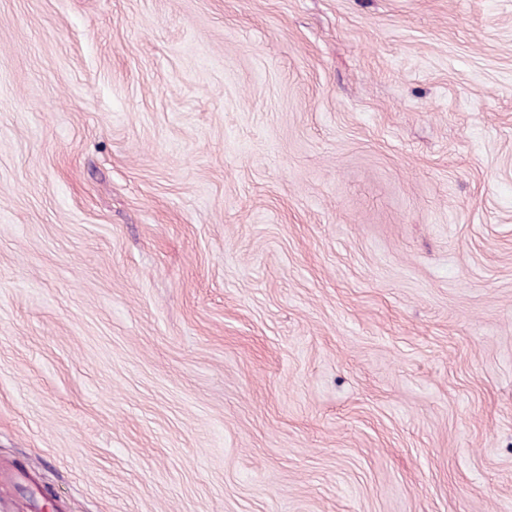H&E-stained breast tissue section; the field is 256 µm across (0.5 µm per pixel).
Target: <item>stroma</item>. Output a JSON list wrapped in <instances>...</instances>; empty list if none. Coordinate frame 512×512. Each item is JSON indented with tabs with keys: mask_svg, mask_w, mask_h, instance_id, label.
<instances>
[{
	"mask_svg": "<svg viewBox=\"0 0 512 512\" xmlns=\"http://www.w3.org/2000/svg\"><path fill=\"white\" fill-rule=\"evenodd\" d=\"M512 512V0H0V512Z\"/></svg>",
	"mask_w": 512,
	"mask_h": 512,
	"instance_id": "1",
	"label": "stroma"
}]
</instances>
